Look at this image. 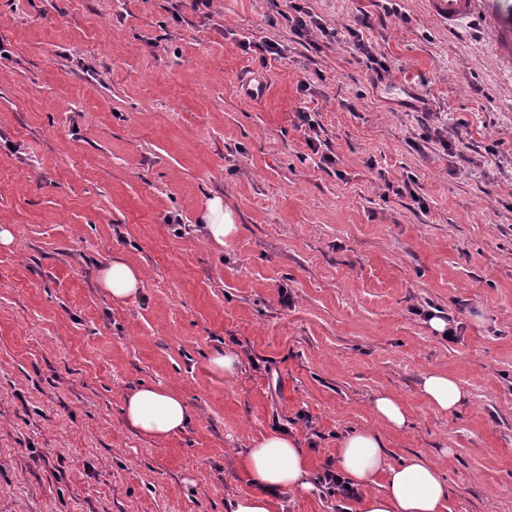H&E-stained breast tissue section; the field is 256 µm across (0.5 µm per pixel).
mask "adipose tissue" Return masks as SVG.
Instances as JSON below:
<instances>
[{"instance_id":"obj_1","label":"adipose tissue","mask_w":512,"mask_h":512,"mask_svg":"<svg viewBox=\"0 0 512 512\" xmlns=\"http://www.w3.org/2000/svg\"><path fill=\"white\" fill-rule=\"evenodd\" d=\"M96 282L113 301L123 303L138 294L142 277L136 267L115 258L98 270ZM420 392L430 406L445 413L455 412L467 399L449 375L438 371L422 376ZM123 419L129 429L152 439L182 433L192 421L178 392L155 386H140L128 393ZM385 452V443L374 430L351 432L339 444L337 468L364 491L360 512H443L448 488L428 460L417 454L388 467ZM237 465L255 490L234 499L229 512H275V498L281 491L312 488L299 438L281 429L253 439L239 454Z\"/></svg>"}]
</instances>
